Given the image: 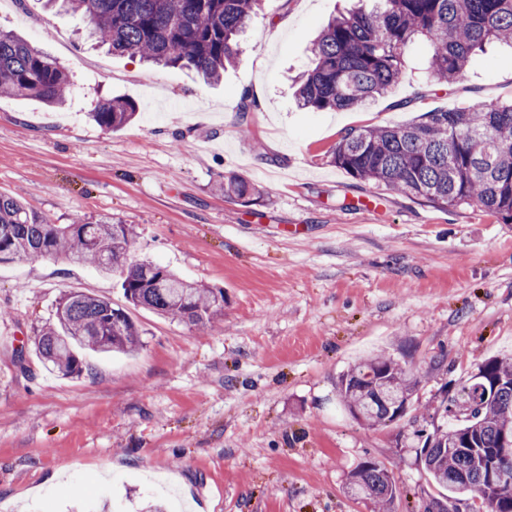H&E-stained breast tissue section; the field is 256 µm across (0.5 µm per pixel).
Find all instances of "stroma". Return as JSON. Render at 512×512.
<instances>
[{
  "instance_id": "obj_1",
  "label": "stroma",
  "mask_w": 512,
  "mask_h": 512,
  "mask_svg": "<svg viewBox=\"0 0 512 512\" xmlns=\"http://www.w3.org/2000/svg\"><path fill=\"white\" fill-rule=\"evenodd\" d=\"M353 0H274L253 14L220 82L115 55L81 16L0 0V30L68 70L63 107L0 96V193L54 223L132 225L131 254L224 291L198 331L128 307L117 277L53 258L0 262V512H69L78 497L137 512H373L345 484L373 457L393 468L398 512L435 488L416 458L444 392L512 351V224L477 205L438 208L332 161L347 129L397 126L475 99L512 100V48H489L452 85L427 81L428 46L357 109L302 108L293 79ZM132 100L116 131L89 117ZM257 110L240 128L245 99ZM260 190L226 199L219 176ZM68 291L128 308L132 354H85L81 377L47 369L36 332ZM385 354L421 375L417 412L370 427L340 404V374ZM443 366L432 370L430 360Z\"/></svg>"
}]
</instances>
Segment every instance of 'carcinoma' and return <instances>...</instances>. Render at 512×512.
I'll use <instances>...</instances> for the list:
<instances>
[{
    "instance_id": "obj_1",
    "label": "carcinoma",
    "mask_w": 512,
    "mask_h": 512,
    "mask_svg": "<svg viewBox=\"0 0 512 512\" xmlns=\"http://www.w3.org/2000/svg\"><path fill=\"white\" fill-rule=\"evenodd\" d=\"M263 0H48L52 8L78 14L92 35L114 53L156 64H182L210 82L239 54L238 37ZM373 6L332 18L311 47L314 67L296 81L301 106L352 109L385 93L403 74V51L423 38L430 47L427 77L442 83L460 79L471 59L486 46H512V0H372ZM69 74L24 39L0 32V92L62 103ZM136 106L104 98L92 113L112 131L130 124ZM333 162L350 175L404 193L440 208L476 203L505 224L512 223V103L474 102L427 112L418 122L398 126L350 128L336 145ZM224 196L241 202L260 191L241 176L217 183ZM135 230L109 221L56 224L29 208L18 195L0 194V261L50 256L117 274L125 298L135 306L199 331L224 312V290L204 288L148 260L130 257ZM57 323L38 330L41 361L64 377L86 369L79 351L136 352L140 333L129 314L112 303L78 292L60 297ZM512 355L488 358L458 388L456 396L471 412L443 423L424 437L420 462L429 480L448 491L432 497L448 512V500L478 495L487 470L478 450L501 447V433L512 431ZM419 376L394 359L377 355L342 374L338 395L348 409L365 414L366 425L398 420L394 397L417 392ZM361 490L379 512H396L399 490L384 464L366 458L356 467ZM511 497L480 498L475 512H512Z\"/></svg>"
}]
</instances>
